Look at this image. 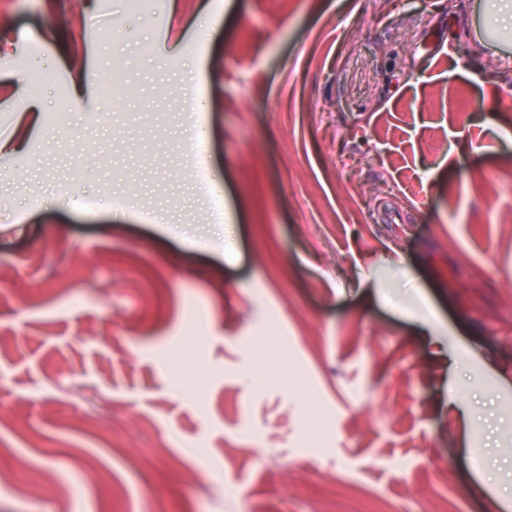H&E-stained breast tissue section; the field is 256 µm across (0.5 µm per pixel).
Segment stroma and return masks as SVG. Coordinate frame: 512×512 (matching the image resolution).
Returning <instances> with one entry per match:
<instances>
[{
  "label": "stroma",
  "mask_w": 512,
  "mask_h": 512,
  "mask_svg": "<svg viewBox=\"0 0 512 512\" xmlns=\"http://www.w3.org/2000/svg\"><path fill=\"white\" fill-rule=\"evenodd\" d=\"M0 80V512H512L487 0H0Z\"/></svg>",
  "instance_id": "1"
}]
</instances>
